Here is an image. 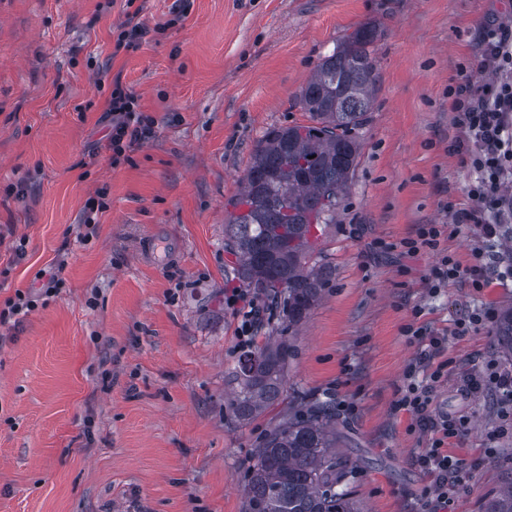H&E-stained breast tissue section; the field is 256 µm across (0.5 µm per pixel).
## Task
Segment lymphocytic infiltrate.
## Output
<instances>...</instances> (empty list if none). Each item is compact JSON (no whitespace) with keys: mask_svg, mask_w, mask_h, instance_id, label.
<instances>
[{"mask_svg":"<svg viewBox=\"0 0 512 512\" xmlns=\"http://www.w3.org/2000/svg\"><path fill=\"white\" fill-rule=\"evenodd\" d=\"M477 74L483 75V82H474ZM453 109L465 133L455 149L475 175L466 188L472 205L457 213L455 221L477 226L483 238L491 241L499 237L502 225L512 223V196L504 191L505 181L512 176L511 25L483 29L475 72L465 75L455 90ZM104 118L110 128L106 147L116 164L154 134L153 121L140 110L137 97L119 84L112 89ZM446 231L443 224H423L415 238L404 243L406 254L425 251L436 255L431 292H440L448 283L459 280L471 281L477 287L489 283L490 265L484 253H476L473 265L461 267L440 246ZM224 303L240 320V346H250L261 315L255 298L243 289L229 288L224 292ZM406 333L418 354L406 368L394 407L408 413L418 427L432 436L429 448L414 455L413 464L430 479L431 492L442 507L464 468L462 460L452 456L445 443L463 432L466 421L435 411L436 386L443 374L435 367L434 359L444 350L448 335L423 325L408 326Z\"/></svg>","mask_w":512,"mask_h":512,"instance_id":"obj_1","label":"lymphocytic infiltrate"}]
</instances>
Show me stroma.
Wrapping results in <instances>:
<instances>
[{
    "label": "stroma",
    "instance_id": "35a3bbf8",
    "mask_svg": "<svg viewBox=\"0 0 512 512\" xmlns=\"http://www.w3.org/2000/svg\"><path fill=\"white\" fill-rule=\"evenodd\" d=\"M0 0V310L37 275L64 285L0 328V512H246V470L298 397L336 404L347 489L363 512H421L428 478L411 463L429 433L395 411L416 354L405 329L448 333L437 412L464 417L449 439L466 476L447 512H481L512 472V419L465 380L498 364L489 328L453 335L464 310L499 314L512 277L428 290L429 253L407 257L423 224L461 266L486 242L454 224L468 207L464 132L451 89L472 70L479 34L512 22V0ZM151 33L115 51L129 9ZM379 22L380 85L337 223L316 243L332 278L290 333L285 403L254 419L225 404L240 356L224 290L239 287L224 249V205L254 141L306 123L294 100L337 40ZM120 81L154 134L113 164L103 110ZM105 191L95 234L84 207ZM175 260L151 263V237ZM25 239L14 259L11 246Z\"/></svg>",
    "mask_w": 512,
    "mask_h": 512
}]
</instances>
